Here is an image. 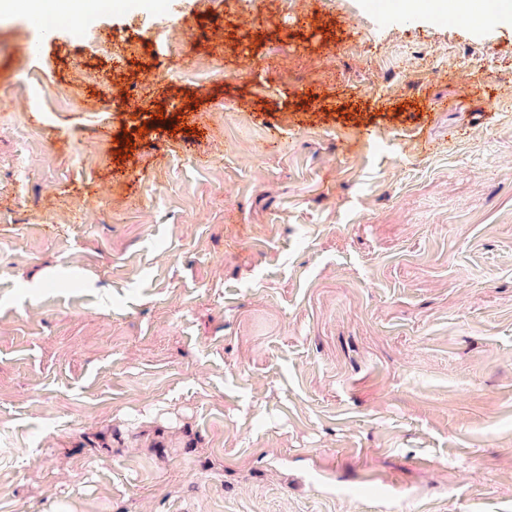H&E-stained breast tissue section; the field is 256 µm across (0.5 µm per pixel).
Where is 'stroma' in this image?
I'll return each instance as SVG.
<instances>
[{"instance_id":"35a3bbf8","label":"stroma","mask_w":512,"mask_h":512,"mask_svg":"<svg viewBox=\"0 0 512 512\" xmlns=\"http://www.w3.org/2000/svg\"><path fill=\"white\" fill-rule=\"evenodd\" d=\"M79 24L0 16V512H512V20Z\"/></svg>"}]
</instances>
